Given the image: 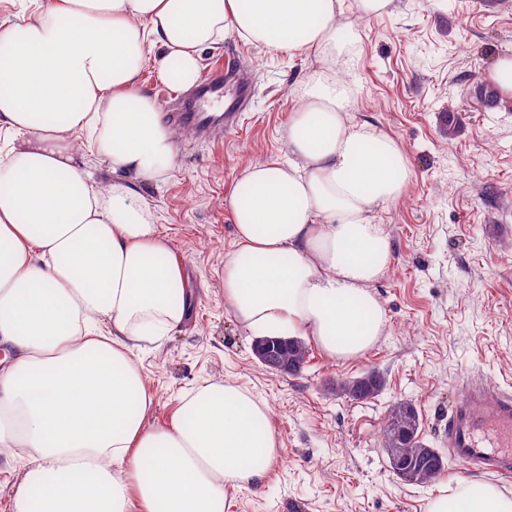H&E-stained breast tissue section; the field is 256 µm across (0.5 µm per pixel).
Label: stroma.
<instances>
[{"label":"stroma","instance_id":"stroma-1","mask_svg":"<svg viewBox=\"0 0 512 512\" xmlns=\"http://www.w3.org/2000/svg\"><path fill=\"white\" fill-rule=\"evenodd\" d=\"M351 31L355 43L336 57L352 63L349 117L393 138L413 172L409 192L379 214L394 260L375 288L385 332L370 351L338 361L314 346L299 375L276 374L257 362L253 334L224 302V257L235 247L226 199L248 164L286 156L294 96L314 57L237 36L206 50L203 74L253 64L249 109L210 141L179 136L177 166L141 185L190 296L184 324L136 353L154 395L148 425L167 424L180 393L228 379L267 401L280 441L262 485L226 488L227 512H426L462 480L512 490V475L465 473L452 461L432 483L403 484L379 434L391 406L409 401L427 444L444 449L465 371L512 392V102L479 94L495 60L512 54V0H395ZM371 370L386 379L377 397L337 394L338 381Z\"/></svg>","mask_w":512,"mask_h":512}]
</instances>
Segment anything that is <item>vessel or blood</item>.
<instances>
[{
	"label": "vessel or blood",
	"mask_w": 512,
	"mask_h": 512,
	"mask_svg": "<svg viewBox=\"0 0 512 512\" xmlns=\"http://www.w3.org/2000/svg\"><path fill=\"white\" fill-rule=\"evenodd\" d=\"M252 74L237 64L223 75L201 80L173 121L193 127L201 138L215 131L235 128L237 118L248 100ZM459 397L448 416V454L467 471L512 474V394L490 392L469 374L457 381ZM479 401L494 404L491 414H478L473 406Z\"/></svg>",
	"instance_id": "vessel-or-blood-1"
}]
</instances>
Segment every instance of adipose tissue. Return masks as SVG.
<instances>
[{"instance_id":"obj_1","label":"adipose tissue","mask_w":512,"mask_h":512,"mask_svg":"<svg viewBox=\"0 0 512 512\" xmlns=\"http://www.w3.org/2000/svg\"><path fill=\"white\" fill-rule=\"evenodd\" d=\"M348 27L341 0H38L0 22V131L21 137L0 160V452L27 457L12 512H224L225 487L261 484L279 455L266 400L226 380L147 423L135 352L188 312L183 267L140 189L177 158L140 84L155 50L177 89L229 35L316 58L287 158L232 186L224 301L247 331L308 336L333 359L383 336L374 288L393 255L377 213L412 174L395 140L348 118L353 88L336 74ZM92 155L111 179L92 182ZM427 512H512V491L461 482Z\"/></svg>"}]
</instances>
